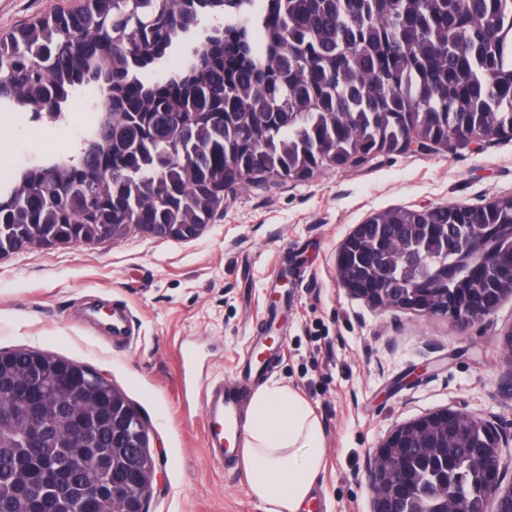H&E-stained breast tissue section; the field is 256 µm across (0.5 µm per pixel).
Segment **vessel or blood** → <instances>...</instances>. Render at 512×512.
Segmentation results:
<instances>
[{
	"label": "vessel or blood",
	"instance_id": "b4317fda",
	"mask_svg": "<svg viewBox=\"0 0 512 512\" xmlns=\"http://www.w3.org/2000/svg\"><path fill=\"white\" fill-rule=\"evenodd\" d=\"M273 360L259 365L250 364L241 372L237 385L210 383L202 387L199 396L203 406L205 449L211 463L217 467H232L241 454L243 424L241 395L253 376L273 369Z\"/></svg>",
	"mask_w": 512,
	"mask_h": 512
}]
</instances>
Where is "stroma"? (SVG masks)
Returning <instances> with one entry per match:
<instances>
[{
    "label": "stroma",
    "instance_id": "1",
    "mask_svg": "<svg viewBox=\"0 0 512 512\" xmlns=\"http://www.w3.org/2000/svg\"><path fill=\"white\" fill-rule=\"evenodd\" d=\"M80 0H0V32ZM93 114L31 129L0 111V174L70 152ZM512 195V139L381 155L324 166L304 181L225 193L191 240L130 228L92 245L38 247L0 259V348H34L110 379L142 416L156 465L149 512H264L244 465L206 456L199 389L233 383L252 337L272 336L280 362L265 378L300 394L322 423L325 455L311 512H371L366 460L395 425L448 407L493 418L512 434L502 339L512 297L461 332L442 315L381 309L336 279L339 246L357 224L394 207L475 205ZM126 307L129 343L96 332L86 303Z\"/></svg>",
    "mask_w": 512,
    "mask_h": 512
}]
</instances>
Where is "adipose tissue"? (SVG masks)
<instances>
[{"instance_id": "1", "label": "adipose tissue", "mask_w": 512, "mask_h": 512, "mask_svg": "<svg viewBox=\"0 0 512 512\" xmlns=\"http://www.w3.org/2000/svg\"><path fill=\"white\" fill-rule=\"evenodd\" d=\"M243 460L253 495L265 512H300L318 480L324 433L308 403L285 386L252 397Z\"/></svg>"}]
</instances>
